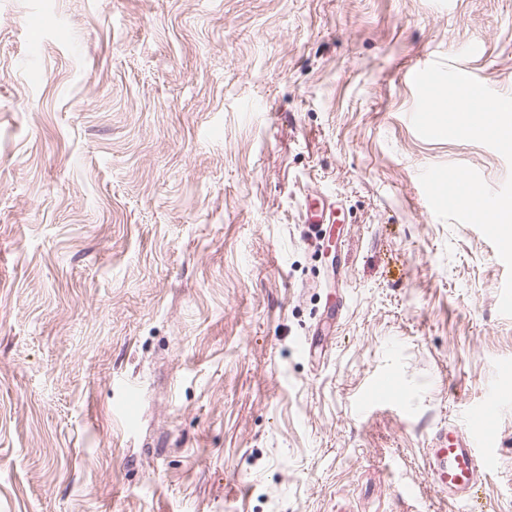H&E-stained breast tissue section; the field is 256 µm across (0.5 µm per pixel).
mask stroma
Here are the masks:
<instances>
[{"label":"stroma","mask_w":512,"mask_h":512,"mask_svg":"<svg viewBox=\"0 0 512 512\" xmlns=\"http://www.w3.org/2000/svg\"><path fill=\"white\" fill-rule=\"evenodd\" d=\"M423 65L512 97V0H0V512H449L492 392L512 512V232L423 183L512 136ZM336 207L327 199L315 197L309 206L307 224H333L336 222ZM495 396L487 397L472 416L468 429L440 428L430 439L425 456L427 473L436 490L448 496L451 506L466 504L492 468V459L479 450L481 443L496 440L485 424L497 406Z\"/></svg>","instance_id":"1"}]
</instances>
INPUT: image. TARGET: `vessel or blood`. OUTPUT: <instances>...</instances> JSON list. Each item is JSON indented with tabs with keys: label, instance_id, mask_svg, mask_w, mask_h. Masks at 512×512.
Wrapping results in <instances>:
<instances>
[{
	"label": "vessel or blood",
	"instance_id": "1",
	"mask_svg": "<svg viewBox=\"0 0 512 512\" xmlns=\"http://www.w3.org/2000/svg\"><path fill=\"white\" fill-rule=\"evenodd\" d=\"M447 78L463 83L469 90L472 102L477 106H493L503 113L512 112L504 96L487 90L475 82L464 70L443 73L437 70L417 69L413 79L424 85L434 84ZM425 188L429 199L436 204H447L449 210L461 209L466 200L477 192L479 185L475 179L454 173L432 172L425 178ZM311 224H332L336 221V207L322 197L313 198L307 213ZM496 397H487L472 416L469 428L457 426L436 431L425 452L427 473L436 490L447 496L450 505L467 503L481 485L487 471L492 467L489 456L479 450L480 444L493 443L495 437L486 425L488 415L495 411Z\"/></svg>",
	"mask_w": 512,
	"mask_h": 512
}]
</instances>
